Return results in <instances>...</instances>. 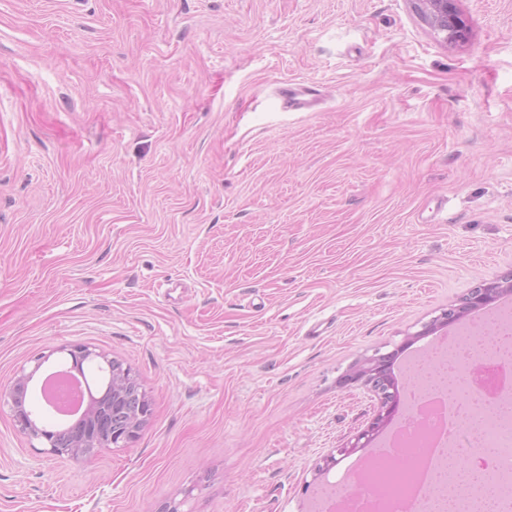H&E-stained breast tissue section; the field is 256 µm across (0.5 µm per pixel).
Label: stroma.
<instances>
[{
  "mask_svg": "<svg viewBox=\"0 0 512 512\" xmlns=\"http://www.w3.org/2000/svg\"><path fill=\"white\" fill-rule=\"evenodd\" d=\"M457 7L0 0V386L87 345L151 403L88 463L0 398V512H317L378 456L321 469L339 377L512 269V0ZM423 21L435 32L444 33V41L466 39L468 29L460 17L457 0H411ZM282 107L291 112H303L311 109L317 99L315 93L302 88H282L280 91Z\"/></svg>",
  "mask_w": 512,
  "mask_h": 512,
  "instance_id": "1",
  "label": "stroma"
}]
</instances>
